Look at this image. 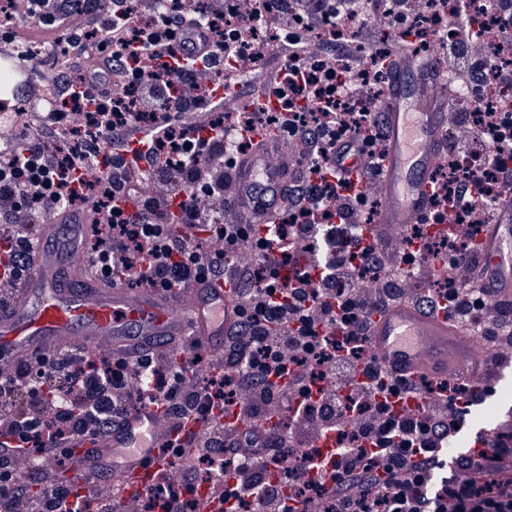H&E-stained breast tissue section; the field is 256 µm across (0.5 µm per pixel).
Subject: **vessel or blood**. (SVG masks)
Here are the masks:
<instances>
[{"mask_svg":"<svg viewBox=\"0 0 512 512\" xmlns=\"http://www.w3.org/2000/svg\"><path fill=\"white\" fill-rule=\"evenodd\" d=\"M389 75L382 111L385 141L381 154L357 151L336 164V179L359 185L365 173L378 169L380 204L373 216L390 238L426 224L428 232H447L444 224H427L438 171L445 159L448 101L456 91L448 80L422 69L417 58L393 50L383 61ZM0 96H21L22 108L40 115L44 95L29 84L30 73L10 52L0 54ZM213 100L224 110L240 108L239 85L226 75ZM148 137H130L125 155L128 175L144 182L148 172L142 153ZM294 155L287 142L278 149L248 157L246 180L266 183L280 192L279 171ZM90 206L76 214L63 213L41 224L32 267L17 283L8 305L0 306V368L50 350L118 352L143 340L175 337L212 352L221 351L224 335L238 320L237 290L232 281L207 280L168 292L128 286L124 281L99 283L85 278L84 245L92 232ZM477 250L489 266L498 288L512 298V210L497 213L477 240ZM370 363L390 375L433 383L471 380L485 369L503 375L512 369V346H489L460 326L445 311L425 314L400 302L370 316ZM369 363V364H370ZM226 428L266 430L271 420L244 424L241 409L229 406ZM204 419L192 417L173 424L156 400L137 403L118 427L101 436L72 440L73 462L68 472L58 464L44 465L47 484L66 482L73 494L96 493L109 481L113 502L126 504L144 494L158 475H173L163 449L187 445L202 429Z\"/></svg>","mask_w":512,"mask_h":512,"instance_id":"obj_1","label":"vessel or blood"}]
</instances>
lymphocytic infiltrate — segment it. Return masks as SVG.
<instances>
[{
    "instance_id": "obj_1",
    "label": "lymphocytic infiltrate",
    "mask_w": 512,
    "mask_h": 512,
    "mask_svg": "<svg viewBox=\"0 0 512 512\" xmlns=\"http://www.w3.org/2000/svg\"><path fill=\"white\" fill-rule=\"evenodd\" d=\"M127 0H16L11 41L54 47L69 43L65 65L71 77L62 96L86 109L85 134L62 151L58 118L39 133L10 136L0 151V223L8 225L6 256L15 276L28 273L30 229L47 214L76 201L92 203L100 215L86 245L91 269L103 278L123 277L132 286L168 290L201 280L231 279L238 286L240 319L221 359L190 350V368L175 354L146 348L133 356L80 352L35 355L0 373V512H118L100 488L92 501H70L66 485L42 487L38 460L46 454L65 462L70 438L104 435L142 398L163 402L173 419L196 413L208 426L191 439V463L178 482L160 481L125 512H198L195 498L201 469L222 487L226 503H251L253 512H512V424L495 428L485 446L491 466L475 468L459 458L457 475L431 452L463 426L472 403L491 390L480 380L451 385L450 399L398 415L393 398L421 386L372 369L367 383H353L368 354L371 311L412 299L422 311L447 306L450 316L473 324L489 345L512 344V317L501 315L473 246L502 200L512 198V127L497 107H482L478 123L448 132L447 178L439 179L429 221L466 223L467 245L434 239L422 228L408 233L410 251L398 250L384 234L364 233V208L378 200L377 171L363 190L349 193L330 180L329 160L337 148L358 140L370 154L385 138L383 98L365 100L368 76L385 77L380 59L358 54L356 42L385 37L387 45L409 41L419 49L425 9L451 6L452 40L438 48L451 75L463 85L486 77L512 86V0H207L206 10L181 0L176 13L157 28H137ZM497 16L483 30L478 14ZM201 21L211 43L203 82L181 66L176 46L188 43L186 26ZM279 30V49L288 71L275 95L281 109L257 112L228 132L212 100V83L226 69L241 77L248 94L260 87L268 45L245 50L242 35L268 24ZM325 25L342 33L332 48L312 46L308 34ZM123 87L130 98H113ZM206 114L208 136L189 115ZM162 129L143 159L148 183L126 175L123 153L132 129ZM278 132L295 144L299 163L273 205L278 223L266 236L258 215L231 207L239 194L231 173L243 137L255 129ZM479 152L478 167L462 171L460 156ZM105 166L98 192L76 191L79 167ZM139 194L136 214L113 200ZM178 198L176 210L168 201ZM323 232L321 252L312 239ZM224 244L213 250L212 241ZM251 252L242 266L234 256ZM445 258L453 287L421 293L435 281L431 264ZM194 379H187V372ZM241 403L243 418L279 415L280 424L258 440L262 453L226 444V429L214 410ZM350 440V448L325 470L313 439L326 431ZM17 438L18 455L6 445ZM234 484H225V477Z\"/></svg>"
}]
</instances>
